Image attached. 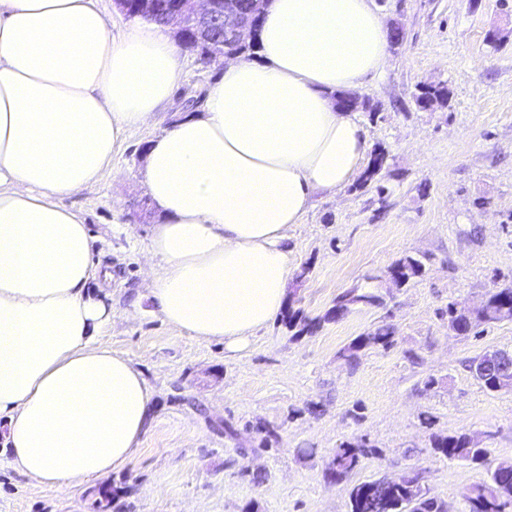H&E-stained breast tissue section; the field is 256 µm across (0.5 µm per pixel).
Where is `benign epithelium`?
Masks as SVG:
<instances>
[{
	"mask_svg": "<svg viewBox=\"0 0 512 512\" xmlns=\"http://www.w3.org/2000/svg\"><path fill=\"white\" fill-rule=\"evenodd\" d=\"M251 2V11L244 13L239 0H182L169 11L166 23L175 30L177 40L188 38L198 46L211 44L215 27L222 24L228 39L241 45L255 36L262 11L270 0ZM488 363L505 366L498 387L501 390H512V357L495 351L487 352L481 365Z\"/></svg>",
	"mask_w": 512,
	"mask_h": 512,
	"instance_id": "benign-epithelium-1",
	"label": "benign epithelium"
}]
</instances>
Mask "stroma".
<instances>
[{"mask_svg": "<svg viewBox=\"0 0 512 512\" xmlns=\"http://www.w3.org/2000/svg\"><path fill=\"white\" fill-rule=\"evenodd\" d=\"M375 4L403 41L359 90L377 116L355 117L370 147L385 149V166L363 187L316 195L287 230L286 302L319 329L296 336L277 317L231 355L164 323L147 298L146 246L159 218L140 215L145 146L222 73L221 63L182 55L171 101L127 134L111 172L66 200L88 226L95 266L112 270L118 314L101 341L152 387L149 430L125 468L72 491L45 488L1 458L0 512H93L105 484L132 489L111 512H349L354 483L409 469L448 512H466L463 493L488 464L448 460L434 436L464 433L489 449L488 463L512 461V392L487 391L470 369L486 352H512V320L459 336L447 314L512 286V0ZM439 83L447 107L420 109L421 87ZM405 256L423 263L420 277L382 288L384 306L327 319L337 295ZM382 323L396 329L392 346L364 348L349 364L344 350ZM260 422L278 431L271 448L260 445ZM354 438L374 455L331 481L334 449Z\"/></svg>", "mask_w": 512, "mask_h": 512, "instance_id": "1", "label": "stroma"}]
</instances>
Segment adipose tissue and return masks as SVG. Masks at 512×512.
Masks as SVG:
<instances>
[{
  "instance_id": "obj_1",
  "label": "adipose tissue",
  "mask_w": 512,
  "mask_h": 512,
  "mask_svg": "<svg viewBox=\"0 0 512 512\" xmlns=\"http://www.w3.org/2000/svg\"><path fill=\"white\" fill-rule=\"evenodd\" d=\"M255 45L224 63L202 116L150 142L144 170L161 217L148 296L229 352L284 306L288 225L361 167L368 140L333 95L381 72L388 30L372 0H271ZM181 72L170 27L115 39L94 0H0V454L47 488L122 470L150 425L142 372L100 341L112 274L64 200L101 180Z\"/></svg>"
}]
</instances>
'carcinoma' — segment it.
Returning a JSON list of instances; mask_svg holds the SVG:
<instances>
[{"instance_id":"obj_1","label":"carcinoma","mask_w":512,"mask_h":512,"mask_svg":"<svg viewBox=\"0 0 512 512\" xmlns=\"http://www.w3.org/2000/svg\"><path fill=\"white\" fill-rule=\"evenodd\" d=\"M448 87L439 84L421 89L417 100L431 107L443 108L448 105ZM394 268L399 271L396 285L403 286L422 274V263L404 256L397 260ZM379 307L383 297L374 288L354 286L336 296L335 305L326 318L338 319L355 306ZM512 320V287L501 288L487 299L486 309L466 316L457 315L455 304H448V324L458 335L468 334L478 322H498ZM288 327L298 328L302 334L317 325L306 321L299 313L288 308L283 316ZM394 328L389 324L376 326L359 337L346 349L347 358L353 362L358 352L367 346L384 349L392 345ZM436 452L454 461L482 464L490 454L489 449L476 446L464 433L438 436L433 440ZM368 449L359 442H343L334 452L328 465V476L340 482L355 473L361 466ZM464 498L468 512H502L507 504H512V461H502L489 470L486 480L471 486ZM349 512H447L445 503L430 494L428 490L410 479L387 481L375 479L354 484L349 493Z\"/></svg>"}]
</instances>
